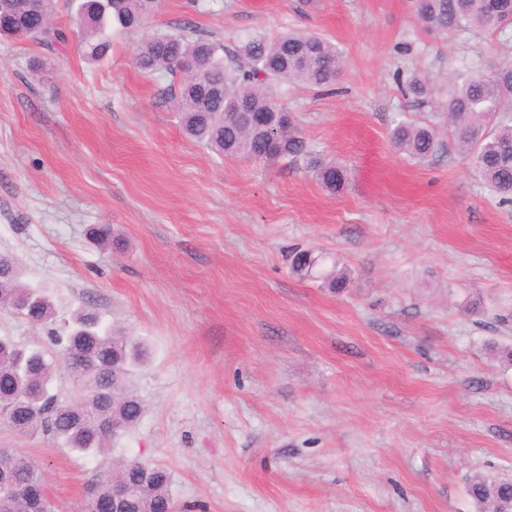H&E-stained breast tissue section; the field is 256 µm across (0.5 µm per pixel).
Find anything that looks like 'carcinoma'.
<instances>
[{
    "instance_id": "1",
    "label": "carcinoma",
    "mask_w": 512,
    "mask_h": 512,
    "mask_svg": "<svg viewBox=\"0 0 512 512\" xmlns=\"http://www.w3.org/2000/svg\"><path fill=\"white\" fill-rule=\"evenodd\" d=\"M11 15L0 13V35L52 48L66 40L53 24L56 0H5ZM83 51L93 61L112 49V29H136L148 23L155 0H75ZM417 20L433 35L475 30L503 32L512 25V0H495L491 10L483 0H418ZM137 64L146 73L162 72L179 85L177 107L187 137L218 157L275 160L303 157L323 187L334 193L343 187L345 168L308 149L296 124L283 122L285 110L276 86L302 83L329 87L337 81L342 53L331 40L290 32L270 39L262 33L239 38L229 50L224 42L187 26L146 36L138 47ZM407 92L421 103L430 93L427 79L413 77ZM247 101L257 112L271 113L265 128L243 124L236 108ZM448 128L485 184L512 201V64L488 73L463 74L448 85ZM395 147L418 161L432 156L438 136L429 125L399 121L391 130ZM104 248L112 247L107 224L91 228ZM292 272L316 278L325 288L348 287L349 278L336 260L311 250L293 255ZM21 285V271L9 255H0V307L10 308L35 325L53 321L54 305L45 292L33 299ZM50 341L64 345L60 362L45 350L0 337V419L18 434L50 435L66 447L95 456L108 450L112 425L124 433L144 412L129 385L133 366L147 358L146 346L112 327L99 311L86 306L65 325V335L51 331ZM64 370L75 384L62 398L54 385ZM132 484L139 493L128 498L123 512H166L172 508L170 475L159 465L129 459L99 475L87 512H112V486ZM44 475L28 456L0 443V512H53L43 492ZM474 512H509L512 485L506 480L479 478L468 486Z\"/></svg>"
}]
</instances>
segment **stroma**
Wrapping results in <instances>:
<instances>
[{
    "label": "stroma",
    "instance_id": "35a3bbf8",
    "mask_svg": "<svg viewBox=\"0 0 512 512\" xmlns=\"http://www.w3.org/2000/svg\"><path fill=\"white\" fill-rule=\"evenodd\" d=\"M417 0H161L151 29L232 41L316 32L335 85L278 89L310 150L347 169L329 194L304 161L220 158L188 139L178 86L136 64L143 30L88 60L71 0L55 50L0 37V254L47 286L59 317L96 307L143 341L146 410L106 456L0 424L35 460L54 512H86L97 476L164 466L178 512H473L469 482L512 479V204L443 121L448 79L512 60V29L429 36ZM50 57L54 72L33 77ZM431 79L433 106L405 92ZM428 124L441 149L400 153ZM111 225L114 250L89 237ZM336 255V292L290 271ZM395 147L418 161L432 156L438 148V136L429 125L399 121L391 130Z\"/></svg>",
    "mask_w": 512,
    "mask_h": 512
}]
</instances>
